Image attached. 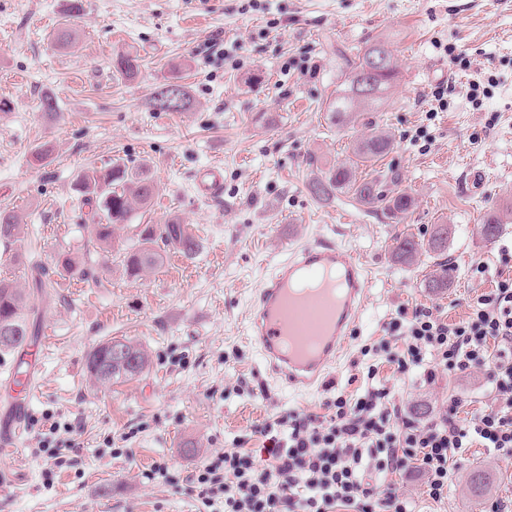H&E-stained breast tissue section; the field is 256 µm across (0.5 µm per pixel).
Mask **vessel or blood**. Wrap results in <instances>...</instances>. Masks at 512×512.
I'll use <instances>...</instances> for the list:
<instances>
[{"label":"vessel or blood","mask_w":512,"mask_h":512,"mask_svg":"<svg viewBox=\"0 0 512 512\" xmlns=\"http://www.w3.org/2000/svg\"><path fill=\"white\" fill-rule=\"evenodd\" d=\"M195 185L198 195L220 199L223 169H200ZM368 286L357 253L327 239L291 248L275 266L253 304L248 333L289 388L312 391L335 366Z\"/></svg>","instance_id":"vessel-or-blood-1"}]
</instances>
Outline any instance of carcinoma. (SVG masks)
<instances>
[{
    "instance_id": "obj_1",
    "label": "carcinoma",
    "mask_w": 512,
    "mask_h": 512,
    "mask_svg": "<svg viewBox=\"0 0 512 512\" xmlns=\"http://www.w3.org/2000/svg\"><path fill=\"white\" fill-rule=\"evenodd\" d=\"M379 46L386 57L381 71L371 75L375 94L365 97L360 93L359 84L365 79L371 56V49ZM114 69L127 79H135L140 74V59L137 53L126 51L116 55ZM398 66L388 43L375 40L355 59L346 64L343 80L336 85L333 97L327 105V116L339 128L354 125L361 113L375 112L388 98L389 92L398 80ZM391 136L372 124L370 134L357 140L354 154L361 162L377 161L392 149ZM357 166L345 164L332 166L321 176L309 181L311 194L329 201L336 193H346L358 203L368 208L378 204L392 219L403 218L415 207L414 197L406 191L389 196L383 189L384 180L378 176H357ZM83 205L88 207L89 219L93 223L94 241L97 248L111 256L119 254L124 273L129 278H138L145 271L157 267L164 256L173 251L185 257L195 255L200 242L189 225L176 217H169L161 224H137L136 241L130 246L116 240L115 230L131 224L135 213L152 204L156 184L145 168L129 169L119 163L96 167L84 171L78 182ZM503 230V217L495 210L486 214L483 222L477 225L478 235L486 242L495 241ZM22 225L13 212L0 210V242L10 245L20 241ZM448 225L436 224L428 242L418 241L406 234L395 240L394 253L402 262L412 260L423 247L433 252L448 248ZM27 287L21 288L14 281L0 278V350L16 351L28 344L36 333L34 318L36 310L30 296L43 295L56 285L55 277L72 270L77 264L69 254H60L50 264L42 258L30 254L22 261ZM451 279L448 267L442 266L431 275L427 288L441 291L448 287ZM118 341L113 337L97 345L88 357V371L100 382L126 381L136 378L146 369L148 358L145 351L123 339L121 343L128 350V356L121 360L112 356V344ZM495 475L489 470H475L469 474L468 487L471 493L482 496L494 483Z\"/></svg>"
}]
</instances>
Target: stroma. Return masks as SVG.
Here are the masks:
<instances>
[{
    "label": "stroma",
    "instance_id": "stroma-1",
    "mask_svg": "<svg viewBox=\"0 0 512 512\" xmlns=\"http://www.w3.org/2000/svg\"><path fill=\"white\" fill-rule=\"evenodd\" d=\"M218 0L192 12L187 0H83L78 36L66 48L54 33L67 0H0V209L23 226L13 248L0 244V276L22 279L11 257L34 250L44 261L84 256L91 225L76 191L86 168L148 165L157 184L137 224L178 215L200 241L190 258L165 256L140 279L120 263L102 284L80 274L35 297L39 325L37 387L24 412L21 447L0 455V512H206L188 476L234 438L250 435L286 409L322 412L319 388L290 390L247 335L252 300L290 247L327 237L364 260L370 275L357 330L327 378L352 393L376 343L401 311L427 308L465 318L512 267V0ZM386 39L400 77L370 120L389 131L394 149L375 165L386 192L407 190L403 219L340 194L328 202L310 179L351 162L363 123L336 128L326 101L344 60ZM141 58L134 80L112 65L118 53ZM458 54L467 69L450 65ZM192 98L185 112H159L147 101L171 75ZM443 101H436V92ZM53 117L38 108L43 96ZM52 143L49 162L34 153ZM224 169V195L195 192L199 168ZM507 210L495 242L476 232L489 210ZM452 234L444 253L421 251L397 262L391 246L405 233L428 239L434 225ZM453 276L446 290L426 288L437 263ZM113 337L149 355L144 374L121 384L96 382L93 348ZM253 394L238 392L239 384ZM407 410L437 416L453 393L468 411L491 399L483 375L435 385L409 376L394 382ZM64 424L55 455L38 449L51 423ZM76 447H67L69 439ZM167 476L148 479L153 464ZM496 473L485 497L470 494V471ZM395 486L416 512H512V457L470 448L450 475L447 498L433 501L415 476Z\"/></svg>",
    "mask_w": 512,
    "mask_h": 512
}]
</instances>
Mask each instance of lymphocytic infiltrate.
<instances>
[{
	"instance_id": "1",
	"label": "lymphocytic infiltrate",
	"mask_w": 512,
	"mask_h": 512,
	"mask_svg": "<svg viewBox=\"0 0 512 512\" xmlns=\"http://www.w3.org/2000/svg\"><path fill=\"white\" fill-rule=\"evenodd\" d=\"M372 345L377 361L355 394L328 399L325 417L293 409L255 427L266 453L236 439L192 471L189 481L213 512H414L388 484L393 474H420L427 495H448V479L465 449L512 455V276L477 298L470 314L448 322L418 308L386 326ZM434 383L481 372L492 402L467 413L464 398L449 395L437 418L422 420L398 405L381 366Z\"/></svg>"
}]
</instances>
